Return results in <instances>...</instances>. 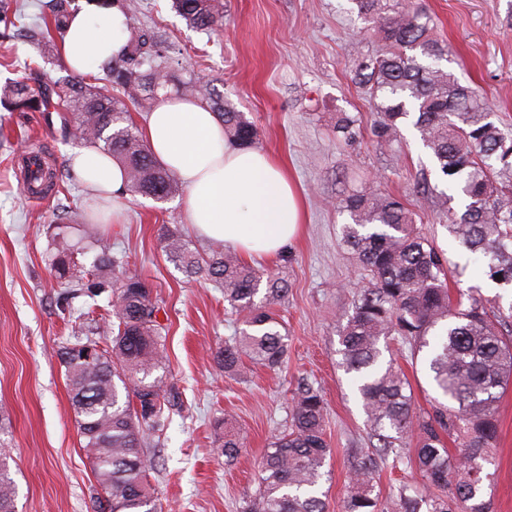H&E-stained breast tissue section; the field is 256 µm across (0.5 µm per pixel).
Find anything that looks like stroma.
<instances>
[{
  "instance_id": "35a3bbf8",
  "label": "stroma",
  "mask_w": 512,
  "mask_h": 512,
  "mask_svg": "<svg viewBox=\"0 0 512 512\" xmlns=\"http://www.w3.org/2000/svg\"><path fill=\"white\" fill-rule=\"evenodd\" d=\"M134 2L137 26L164 42L168 69L195 72L244 112L258 131L259 148L288 168L305 211L294 244L259 262L288 284L287 297L274 308L288 336L286 361L275 372L249 366L241 380L226 377L213 359L238 325L223 291L206 277L187 278L161 248L165 224L199 252L215 248L189 229L183 196L164 202L126 196L121 223L98 225L123 255L127 273L147 279L158 294L167 327L163 381L185 404L166 433L143 447L154 462L149 480L163 512H242L257 489L268 443L288 429L293 391L309 383L327 404L332 456L324 489L330 512H338L348 460L368 445L360 399L338 352L339 332L366 280L340 238L347 221L340 199L365 180L402 197L419 228L463 266L462 287H480L489 297L495 290L449 236L441 209L414 190L419 173L434 167L415 130L403 129L388 148L374 143L375 106L353 83L350 62L376 54L380 43L348 0H223L224 26L214 32L187 27L170 0ZM418 2L449 46L448 69L480 91L499 125L512 128V0ZM344 112L361 121V136L351 146L336 139V118ZM58 128L56 113L0 108V414L8 419L0 447L12 458L16 512L97 510L96 481L81 449L58 349L77 330V312L99 318L106 301L80 299L63 309L50 274L56 204L62 199L80 211L88 195L67 173L73 145ZM35 145L63 173L60 196L20 189L17 165ZM393 354L415 407L428 409L433 392L422 360L398 344ZM222 417L233 420L245 442L232 465L213 429ZM487 471L494 512H512V388L500 401L499 438Z\"/></svg>"
}]
</instances>
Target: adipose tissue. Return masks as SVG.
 I'll list each match as a JSON object with an SVG mask.
<instances>
[{
    "instance_id": "obj_1",
    "label": "adipose tissue",
    "mask_w": 512,
    "mask_h": 512,
    "mask_svg": "<svg viewBox=\"0 0 512 512\" xmlns=\"http://www.w3.org/2000/svg\"><path fill=\"white\" fill-rule=\"evenodd\" d=\"M128 39L119 7L84 0L63 34L62 57L77 74L97 72L121 58ZM142 134L157 161L186 188V219L197 235L257 257L279 255L298 237L301 200L286 170L259 149L228 142L223 124L200 101L160 96ZM69 169L120 222L126 195L120 164L83 146L71 151Z\"/></svg>"
}]
</instances>
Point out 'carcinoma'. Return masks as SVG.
Wrapping results in <instances>:
<instances>
[{"mask_svg": "<svg viewBox=\"0 0 512 512\" xmlns=\"http://www.w3.org/2000/svg\"><path fill=\"white\" fill-rule=\"evenodd\" d=\"M118 2L127 15L129 52L102 68L111 91L77 75L51 83L35 75L1 87L0 104L12 112H56L64 139L94 144L122 165L126 191L168 200L182 183L155 160L131 111H147L159 91L185 85L224 124L233 143L253 146L256 128L223 96L196 89L199 78L184 81L162 66L154 37L135 30L131 4ZM352 3L382 42L380 54L352 62L354 80L376 104V145L393 144L403 127L412 126L448 187L439 191L424 177L417 183L420 194L441 201L448 234L481 262L487 279L512 288V130L497 125L475 88L443 68L448 44L432 36V18L423 8L412 0ZM171 7L190 28L213 31L224 24L222 0H171ZM76 11L75 0H47L42 24L23 37L49 57ZM17 23L9 0H0V38H13ZM358 134L357 119H337L338 141L347 145ZM31 158L35 169L24 178L27 189L55 190L56 166L37 154ZM456 195L465 201L461 210L451 206ZM339 209L349 217L341 240L368 277L343 328L340 354L345 372L358 382L371 448L349 461L342 512H420L423 504L427 512H492L484 498V463L498 439V402L512 383V302L505 306L500 294L488 298L477 287L461 288L457 264L417 227L416 214L401 198L369 186L351 190ZM85 239L93 252L88 264L67 241L52 239L51 271L67 306L78 297L108 299L102 323L74 333L59 350L81 447L104 493L97 498L99 512H163L147 481L153 462L142 447L182 410L179 393L154 376L165 363L166 326L152 285L123 273L122 257L109 239L96 232ZM161 244L187 277L204 275L224 287V301L240 316L241 327L215 351L219 368L235 377L248 362L279 367L287 336L271 307L288 293L282 281L231 251L202 255L168 227ZM102 329L111 336L105 346L95 338ZM388 340L407 344L413 357L424 354L436 394L431 411L416 410L405 374L384 363L381 342ZM325 423L320 391L309 384L296 388L288 432L267 448L248 512H328L321 491L331 454ZM219 427L224 457L232 462L243 439L228 420ZM409 435L417 438L413 463L421 481L400 485L381 501L376 477L404 463L402 445ZM16 496L9 455L0 448V512H15Z\"/></svg>", "mask_w": 512, "mask_h": 512, "instance_id": "cac0c4a2", "label": "carcinoma"}]
</instances>
